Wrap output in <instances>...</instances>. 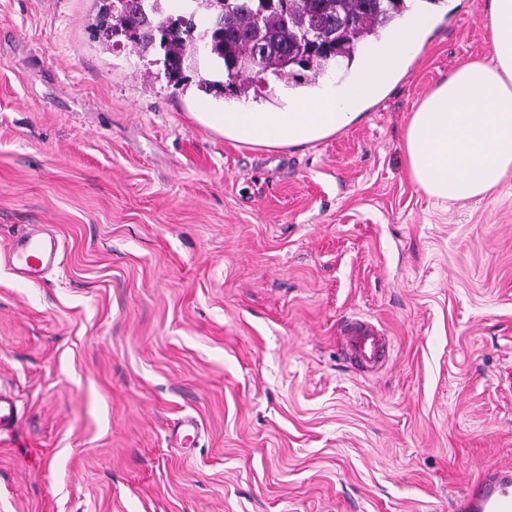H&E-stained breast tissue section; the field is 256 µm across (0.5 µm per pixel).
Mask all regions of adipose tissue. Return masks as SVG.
<instances>
[{"instance_id":"obj_1","label":"adipose tissue","mask_w":512,"mask_h":512,"mask_svg":"<svg viewBox=\"0 0 512 512\" xmlns=\"http://www.w3.org/2000/svg\"><path fill=\"white\" fill-rule=\"evenodd\" d=\"M491 56L462 63L411 113L412 181L439 202L485 197L512 174V0H489Z\"/></svg>"}]
</instances>
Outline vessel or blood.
Instances as JSON below:
<instances>
[{
    "mask_svg": "<svg viewBox=\"0 0 512 512\" xmlns=\"http://www.w3.org/2000/svg\"><path fill=\"white\" fill-rule=\"evenodd\" d=\"M59 242L47 226L30 225L6 247L0 264L28 281L42 280L59 263ZM342 349L352 368L375 366L385 355L388 338L369 320L353 316L340 329ZM18 419L13 398L0 391V435L10 433ZM454 512H512V465L492 463L479 469L471 484L453 502Z\"/></svg>",
    "mask_w": 512,
    "mask_h": 512,
    "instance_id": "b4317fda",
    "label": "vessel or blood"
}]
</instances>
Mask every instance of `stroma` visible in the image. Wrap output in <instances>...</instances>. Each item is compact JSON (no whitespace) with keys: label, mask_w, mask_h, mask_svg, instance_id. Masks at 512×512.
<instances>
[{"label":"stroma","mask_w":512,"mask_h":512,"mask_svg":"<svg viewBox=\"0 0 512 512\" xmlns=\"http://www.w3.org/2000/svg\"><path fill=\"white\" fill-rule=\"evenodd\" d=\"M487 0H424L408 70L301 146L230 140L235 103L163 51L96 36L102 0H0V512H450L512 462V176L441 204L408 177L410 112L490 52ZM381 325L351 368L336 329ZM196 445L175 447L185 417ZM58 239L43 224H29L6 247L0 248V264L27 281H39L59 264ZM342 350L353 369L374 367L384 356L388 338L369 320L352 316L341 326ZM18 419V407L13 398L0 390V435L9 434Z\"/></svg>","instance_id":"stroma-1"}]
</instances>
